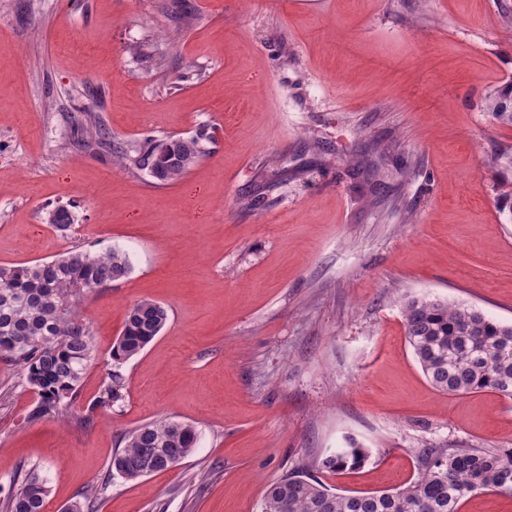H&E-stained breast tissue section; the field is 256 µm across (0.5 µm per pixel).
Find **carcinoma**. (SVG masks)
<instances>
[{
  "instance_id": "1",
  "label": "carcinoma",
  "mask_w": 512,
  "mask_h": 512,
  "mask_svg": "<svg viewBox=\"0 0 512 512\" xmlns=\"http://www.w3.org/2000/svg\"><path fill=\"white\" fill-rule=\"evenodd\" d=\"M493 115L512 125V85L492 100ZM156 139L134 149L114 147L94 115L73 122L72 144L107 150L112 165L149 168ZM171 168L152 171L159 184L180 179L203 153L201 137L170 143ZM131 264L117 249L68 251L51 261L0 265V356L20 370L39 401L29 415L37 420L66 413L77 404L80 382L94 358L91 326L79 305L129 275ZM407 341L424 376L436 389L457 395L491 389L512 396V325L497 322L465 305L430 297H412L403 305ZM168 310L143 299L129 310L111 352L120 364L138 355L165 328ZM112 385L88 404L79 423L93 424L100 407L112 405ZM124 448L112 459V469L136 480L169 469L196 447L193 426L174 420L143 424L124 438ZM364 448H338L322 459L329 470L358 469L367 461ZM417 476L394 492L339 494L310 477L288 476L272 483L262 512H460L469 497L487 490L512 494V448H421ZM46 487L40 474L27 470L19 487L0 498V512H44Z\"/></svg>"
}]
</instances>
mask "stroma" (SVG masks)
Wrapping results in <instances>:
<instances>
[{
	"label": "stroma",
	"mask_w": 512,
	"mask_h": 512,
	"mask_svg": "<svg viewBox=\"0 0 512 512\" xmlns=\"http://www.w3.org/2000/svg\"><path fill=\"white\" fill-rule=\"evenodd\" d=\"M511 82L512 0H0V265L131 264L81 305L95 357L68 414L30 420L38 396L0 358V489L34 468L45 512L96 487L93 512H261L293 472L394 491L418 449L512 448V397L434 388L402 314L427 296L512 324V172L494 162L512 127L486 107ZM87 112L123 146L203 133L206 153L156 184L72 147ZM143 299L168 323L113 364ZM159 418L195 428L193 453L112 471ZM352 445L363 467L320 469Z\"/></svg>",
	"instance_id": "35a3bbf8"
}]
</instances>
